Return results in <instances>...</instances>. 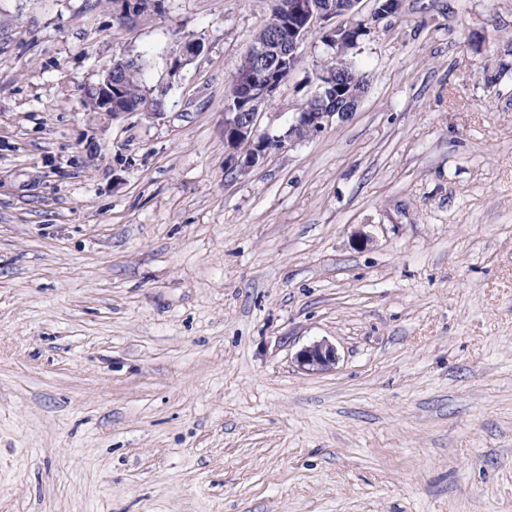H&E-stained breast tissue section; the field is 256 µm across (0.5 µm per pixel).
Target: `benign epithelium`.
<instances>
[{
    "mask_svg": "<svg viewBox=\"0 0 512 512\" xmlns=\"http://www.w3.org/2000/svg\"><path fill=\"white\" fill-rule=\"evenodd\" d=\"M359 0H274L281 17L280 28L273 34L259 35L248 50L252 62L237 69L232 90L224 98V163L247 173L263 165L285 146L315 137L338 119H344L358 105L363 88H346L343 71L329 67L315 72L317 91L310 98L312 107L297 113L288 129L280 135L260 131L262 112L253 110L257 100L275 96L283 83L282 75L294 70L299 50L319 21L355 12ZM367 32L357 26H336L324 33V43L332 50L352 49ZM122 75L118 65L109 66L98 82L88 85L84 94L98 100L100 110L112 115L122 112H150L161 101L149 98L133 106L122 98ZM337 361L336 348L326 340L299 350L295 362L310 373L332 370Z\"/></svg>",
    "mask_w": 512,
    "mask_h": 512,
    "instance_id": "7a95c632",
    "label": "benign epithelium"
}]
</instances>
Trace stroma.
Listing matches in <instances>:
<instances>
[{"label":"stroma","mask_w":512,"mask_h":512,"mask_svg":"<svg viewBox=\"0 0 512 512\" xmlns=\"http://www.w3.org/2000/svg\"><path fill=\"white\" fill-rule=\"evenodd\" d=\"M272 5L0 0V512H512V0H361L356 110L242 174ZM137 55L159 111H85ZM119 5L120 13L124 16L127 21L136 19L139 17L140 4H142V15L147 13H161V0H117ZM336 361V348L326 340L314 342L295 355L299 369L310 374L330 371L335 367Z\"/></svg>","instance_id":"obj_1"}]
</instances>
